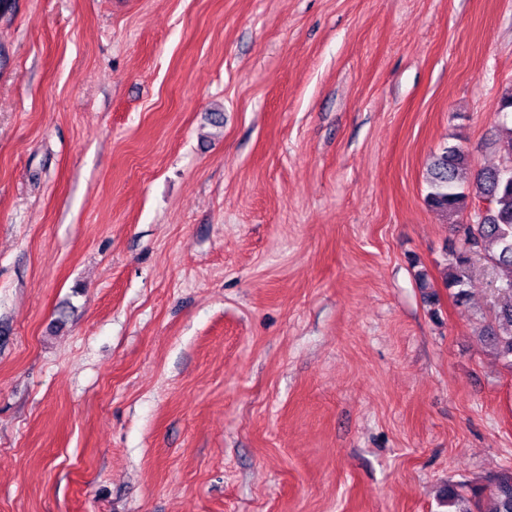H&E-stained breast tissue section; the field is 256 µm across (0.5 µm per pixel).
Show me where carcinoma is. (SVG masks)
<instances>
[{
  "label": "carcinoma",
  "mask_w": 512,
  "mask_h": 512,
  "mask_svg": "<svg viewBox=\"0 0 512 512\" xmlns=\"http://www.w3.org/2000/svg\"><path fill=\"white\" fill-rule=\"evenodd\" d=\"M501 150L511 165L483 168L467 181L461 172L470 166L468 154L458 146H447L433 156L427 169L426 204L452 218H458L472 199L489 198L492 208L478 215L472 224H455L461 235L463 251L451 252L446 263V288L455 291L458 301L468 299L471 254L483 257L496 270L492 281L498 307L495 323L484 330V336L503 358H512V127L505 128ZM495 507L490 512H512V471L497 475L488 486ZM444 498L455 512H476L470 501L450 487Z\"/></svg>",
  "instance_id": "cac0c4a2"
}]
</instances>
